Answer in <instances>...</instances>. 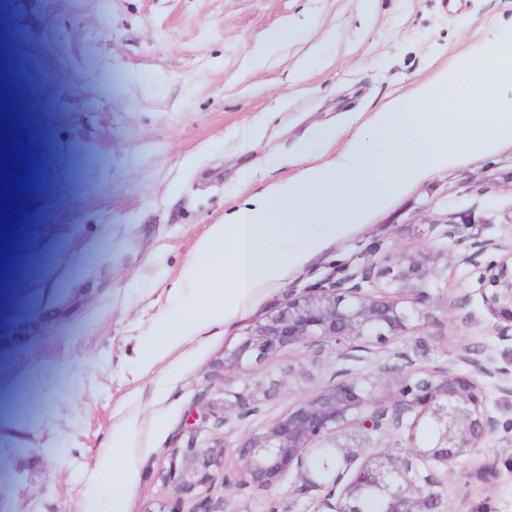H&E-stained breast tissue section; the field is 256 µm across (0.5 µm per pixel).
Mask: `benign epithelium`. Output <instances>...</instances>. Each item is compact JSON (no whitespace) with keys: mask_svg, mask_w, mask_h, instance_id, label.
<instances>
[{"mask_svg":"<svg viewBox=\"0 0 512 512\" xmlns=\"http://www.w3.org/2000/svg\"><path fill=\"white\" fill-rule=\"evenodd\" d=\"M444 236L452 244L445 253L400 254L385 266L368 255L250 323L240 343L224 350L226 385L294 344L315 354L330 345L344 367L296 408L234 447L226 433L205 435L203 428L211 419L226 426L234 411L241 418L257 412L243 394L226 389L222 407L212 403L188 414L186 444L173 450L165 474L174 500H196L192 512H224L225 502L208 495L199 499L197 491L211 487L213 470L224 467L231 447L239 476H224L228 490L246 484L277 489L293 471L289 494L300 498L318 491L325 512H364L371 496L380 501L381 512H450L448 470L477 452L497 428L479 379L511 396L508 372L490 366L483 351L471 346L461 347L455 362L422 377L415 376L406 354L398 355V363L381 365L371 379L346 367L373 344L434 321L432 310L407 299L440 276L442 262L479 272L478 292L498 320L496 336L512 344V251L488 259L497 247L469 234L465 221L449 222ZM390 377L399 379V390L378 396L377 383ZM421 427L432 430L431 439H417ZM382 435L393 443H375Z\"/></svg>","mask_w":512,"mask_h":512,"instance_id":"obj_1","label":"benign epithelium"}]
</instances>
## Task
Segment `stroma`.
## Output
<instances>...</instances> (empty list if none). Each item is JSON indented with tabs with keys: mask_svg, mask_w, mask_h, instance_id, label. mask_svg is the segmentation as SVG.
<instances>
[{
	"mask_svg": "<svg viewBox=\"0 0 512 512\" xmlns=\"http://www.w3.org/2000/svg\"><path fill=\"white\" fill-rule=\"evenodd\" d=\"M512 22V0H5L0 32L36 36L48 80V116L14 121L33 159L55 179L21 199L33 240L14 244L0 287L23 300L0 316V512H81L98 465L120 433L124 512L168 503L164 476L184 445L188 412L217 399L224 352L248 324L347 263L375 253L446 251L449 218L512 251V144L434 173L347 238L329 244L277 285L226 308L164 357L149 361L154 328L183 306V263L210 225L307 165L303 146L331 133L317 162L336 160L368 120L454 57ZM288 26L265 59L253 45ZM251 178L242 181V170ZM477 274L461 266L430 283L434 323L375 345L357 367L375 371L408 353L429 370L459 346L483 349L512 372V346L479 296L457 299ZM336 354L292 345L231 386L260 411L232 419L238 444L299 405L335 373ZM500 426L448 476L452 512H512V397L483 382ZM497 464L488 481L476 472ZM228 512H320L318 494L246 485Z\"/></svg>",
	"mask_w": 512,
	"mask_h": 512,
	"instance_id": "1",
	"label": "stroma"
}]
</instances>
